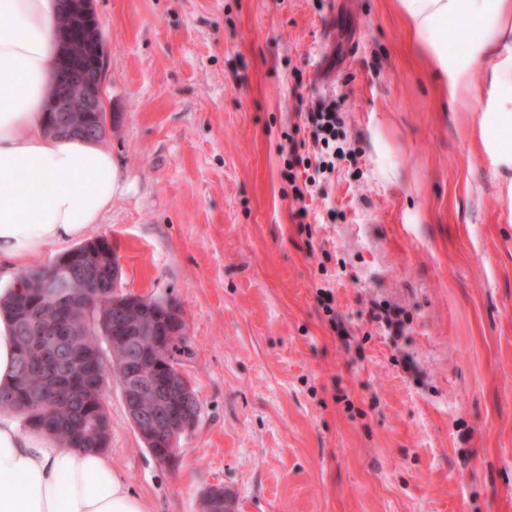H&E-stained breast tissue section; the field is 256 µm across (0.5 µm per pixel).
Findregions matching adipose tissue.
Here are the masks:
<instances>
[{
    "label": "adipose tissue",
    "instance_id": "1",
    "mask_svg": "<svg viewBox=\"0 0 512 512\" xmlns=\"http://www.w3.org/2000/svg\"><path fill=\"white\" fill-rule=\"evenodd\" d=\"M58 0H0V261L81 238L123 189L110 150L54 135L43 112L56 72ZM454 111L512 203V0H397ZM482 70L483 84L471 75ZM0 512H151L105 453L63 445L0 411Z\"/></svg>",
    "mask_w": 512,
    "mask_h": 512
}]
</instances>
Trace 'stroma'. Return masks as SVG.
<instances>
[{"label":"stroma","instance_id":"35a3bbf8","mask_svg":"<svg viewBox=\"0 0 512 512\" xmlns=\"http://www.w3.org/2000/svg\"><path fill=\"white\" fill-rule=\"evenodd\" d=\"M93 7L124 191L87 237L120 291L182 307L201 404L161 466L109 381L132 489L153 512L214 486L232 512H512V204L396 0ZM331 108L334 148L289 164ZM339 117L336 112H308L306 113L303 124V133L306 138L299 140L291 138L290 151L295 153L299 147L306 146V140L313 143L314 147H319L321 142L328 147L330 138L336 137V124Z\"/></svg>","mask_w":512,"mask_h":512}]
</instances>
